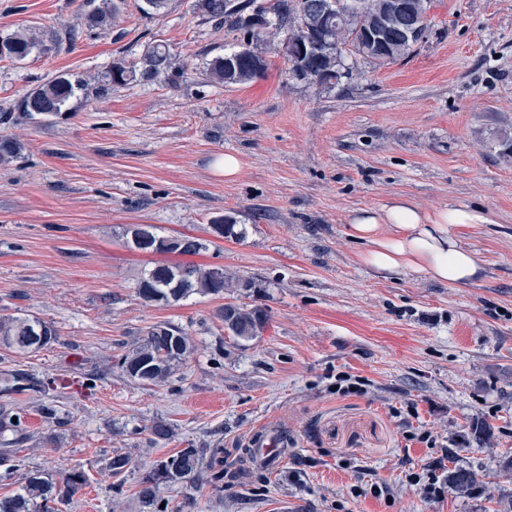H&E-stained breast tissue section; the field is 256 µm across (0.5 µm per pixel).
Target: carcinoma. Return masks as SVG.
<instances>
[{
	"mask_svg": "<svg viewBox=\"0 0 512 512\" xmlns=\"http://www.w3.org/2000/svg\"><path fill=\"white\" fill-rule=\"evenodd\" d=\"M334 16L341 21L312 29L305 25L315 0H276L270 10L276 21L260 32L249 29L244 23L248 10L255 0H195L194 9L208 21L222 24L238 32L243 45L214 57L208 64L210 77L223 84H244L260 77L267 70L263 45L276 40L282 32L288 39L307 41L320 39L337 49V52L309 58L310 68L327 74L338 83L350 74L344 66L345 56H361L379 64L394 62L413 51L416 42L394 29L386 34L382 50L371 46L367 38L369 28L379 16L385 0H334ZM50 37L33 29L15 32L0 39V59L22 60L32 52L48 50ZM142 75L155 77L169 66V52L162 44L147 48L142 59ZM86 82L71 74H61L30 90L19 102L18 109L31 120L58 116L71 110L70 103L78 98ZM22 151V144L9 137L0 138V162H8ZM211 232L222 238L241 239L245 231L236 229L229 217L211 220ZM149 239L138 243L143 253L164 254L167 237L150 227ZM208 241L184 236L177 254L194 256L206 252ZM190 266V274L184 278L177 274L181 267ZM254 284L227 272L224 266L185 264L158 261L143 267L137 276L136 290L147 302L169 305L193 295L222 297L226 292L239 288H252ZM219 315L224 321V332L241 347H246L267 327L269 316L260 307H247L228 302L220 307ZM57 341L53 323L33 315L0 317V347L16 354H28L44 349ZM196 347L190 336L182 329L159 322L147 327L120 355L116 368L128 379L143 385H163L184 366L194 354ZM55 381L37 379L25 370H14L0 388V394L9 399L0 406V432H11V443H22L30 438L27 430L25 409L10 402L12 396L27 394L38 401V411L46 420H55L59 405L49 396ZM12 470L21 473L20 487L12 496L0 498V512H59V506L68 502L87 484L86 472L72 468L58 477L39 470H28L23 460L12 465ZM223 460L214 457L203 464L196 448H183L157 462L139 480L138 497L146 512H169L168 500L161 496L162 489L176 483L189 487L211 485L223 491ZM448 484L459 494L470 495L478 487V473L470 468L455 466L448 470Z\"/></svg>",
	"mask_w": 512,
	"mask_h": 512,
	"instance_id": "cac0c4a2",
	"label": "carcinoma"
}]
</instances>
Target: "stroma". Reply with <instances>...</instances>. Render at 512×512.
<instances>
[{"label":"stroma","mask_w":512,"mask_h":512,"mask_svg":"<svg viewBox=\"0 0 512 512\" xmlns=\"http://www.w3.org/2000/svg\"><path fill=\"white\" fill-rule=\"evenodd\" d=\"M114 2L103 30L85 17L105 0H0V36L36 27L58 39L48 53L0 60V135L24 145L0 164V316L31 314L58 331L36 353L0 348V380L15 369L101 376L93 395L58 394L55 422L20 397L26 467L87 472L61 512H140V477L182 448L224 460L223 492L165 489L174 506L193 497L194 512H497L496 496L512 495L502 465L512 457V0H434L414 53L358 59L332 87L291 78L280 39L262 77L211 82L209 61L237 48V32L195 13L194 0L150 14L145 0ZM152 44L167 47L166 72L101 94L113 64L137 73ZM62 73L87 81L72 112L16 111ZM228 154L239 163L231 177ZM397 199L427 215L482 213L485 223L454 229L482 257L481 278L447 285L367 267L350 219ZM224 215L244 239L213 238L209 223ZM131 224L209 240L197 263L223 265L253 289L144 301L135 275L152 257L125 247ZM226 301L269 315L248 347L224 334ZM158 322L198 350L169 382L144 387L112 363ZM342 373L363 379V392L337 393ZM158 422L171 436L157 443ZM265 422L288 435L275 471L242 454ZM118 451L132 465L117 477L108 462ZM442 455L492 495L433 500L407 483V471ZM375 482L392 499L374 497Z\"/></svg>","instance_id":"stroma-1"}]
</instances>
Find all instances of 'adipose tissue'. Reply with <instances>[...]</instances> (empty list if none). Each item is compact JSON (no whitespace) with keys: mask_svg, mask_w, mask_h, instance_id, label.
I'll list each match as a JSON object with an SVG mask.
<instances>
[{"mask_svg":"<svg viewBox=\"0 0 512 512\" xmlns=\"http://www.w3.org/2000/svg\"><path fill=\"white\" fill-rule=\"evenodd\" d=\"M482 214L452 209L434 216L398 201L377 210H363L351 223L354 236L368 244L363 261L389 277L407 271L451 285L477 282L483 262L477 252L461 247L451 232L455 224H479Z\"/></svg>","mask_w":512,"mask_h":512,"instance_id":"adipose-tissue-1","label":"adipose tissue"}]
</instances>
